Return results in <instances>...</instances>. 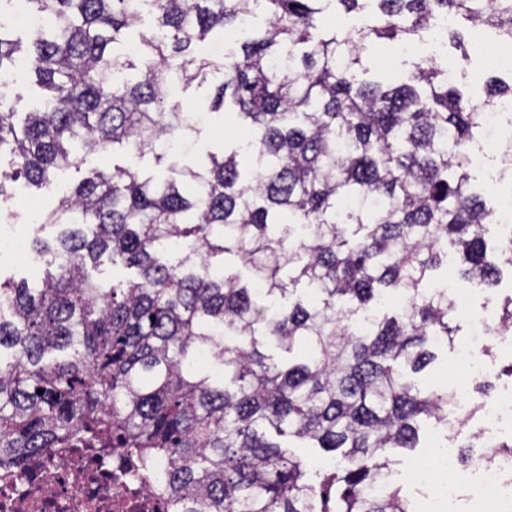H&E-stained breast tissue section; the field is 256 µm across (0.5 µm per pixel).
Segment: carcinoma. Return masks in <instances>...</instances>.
<instances>
[{"label": "carcinoma", "mask_w": 512, "mask_h": 512, "mask_svg": "<svg viewBox=\"0 0 512 512\" xmlns=\"http://www.w3.org/2000/svg\"><path fill=\"white\" fill-rule=\"evenodd\" d=\"M10 2L42 25L26 39L0 25V80L23 55L41 97L28 109L0 83V200L93 152L161 162L186 130L169 73L223 69L211 108L249 135L163 179L94 170L42 221L41 283L0 279V473L24 479L35 457L89 448L134 474L167 460L174 512H411L401 486L377 487L388 456L418 447L422 418H447L448 394L392 363L419 373L455 335L448 298L428 288L448 248L462 278L497 283L495 212L467 172L480 113L448 72L425 60L396 85L359 71L372 43L443 17L512 42V0H372L359 29L315 41L325 4L365 0H151L157 28L133 54L115 47L142 19L135 0ZM258 7L261 30L247 27ZM244 26L221 61L198 52ZM104 257L139 279L103 287L88 268ZM387 295L400 313L357 328ZM274 434L340 452L337 468L314 487Z\"/></svg>", "instance_id": "cac0c4a2"}]
</instances>
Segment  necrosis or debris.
Returning a JSON list of instances; mask_svg holds the SVG:
<instances>
[{
  "label": "necrosis or debris",
  "instance_id": "obj_1",
  "mask_svg": "<svg viewBox=\"0 0 512 512\" xmlns=\"http://www.w3.org/2000/svg\"><path fill=\"white\" fill-rule=\"evenodd\" d=\"M455 320L469 324L471 336L457 351L454 374H480L475 354L484 348L497 327L476 315L468 293L451 297ZM478 433L482 448L470 465H463L456 443L437 449L432 469H411L408 478L420 486L416 512H512V450L500 448L503 434L512 433V391L483 406ZM116 465L108 458L85 463L70 454H56L50 465H36L27 480L17 483L0 476V512H170L166 499L155 490L168 469L157 462L153 471L138 476L133 485L117 489L105 479ZM467 467L466 482L448 480L438 493L428 489L433 471L455 472Z\"/></svg>",
  "mask_w": 512,
  "mask_h": 512
}]
</instances>
